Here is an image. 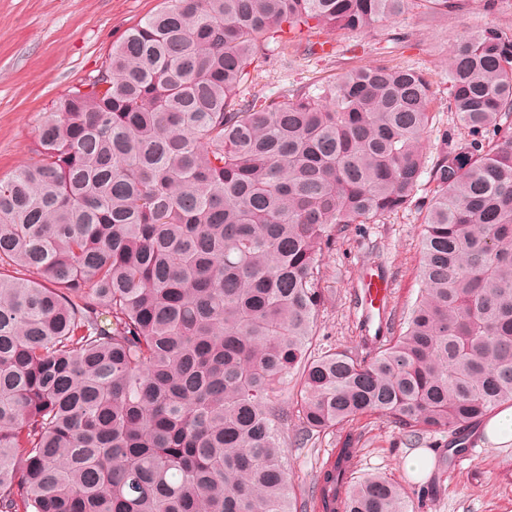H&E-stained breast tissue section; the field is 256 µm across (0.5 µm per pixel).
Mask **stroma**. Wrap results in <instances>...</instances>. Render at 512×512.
Masks as SVG:
<instances>
[{
    "instance_id": "obj_1",
    "label": "stroma",
    "mask_w": 512,
    "mask_h": 512,
    "mask_svg": "<svg viewBox=\"0 0 512 512\" xmlns=\"http://www.w3.org/2000/svg\"><path fill=\"white\" fill-rule=\"evenodd\" d=\"M162 0H0V178L28 164L39 127L58 101L89 76L97 74L112 44L128 28L157 11ZM488 28L512 30V0H498L486 10L484 0H465L462 11L427 16L408 6L396 18L367 30L329 31L324 35L331 55L271 57L263 65L260 86L280 97L293 90L315 88L360 66L402 65L422 70L436 90L434 125L453 123L447 109L448 54L461 33ZM429 181H422L410 208L380 224L353 226L323 258L326 301L312 356L329 350L363 353L374 337L400 325L413 306L421 283L418 260L423 211ZM375 268L392 283L389 302L380 315L365 316L360 305L362 273ZM288 427L284 454L295 486L311 488L316 473L347 432L303 435L292 401H285ZM354 465L357 476H385L413 502L415 512H512V447L491 448L472 438V455L460 472H452L448 436H424L411 443L390 421L364 417ZM424 448L433 453V468L423 477L408 473L405 458Z\"/></svg>"
}]
</instances>
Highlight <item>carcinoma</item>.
Listing matches in <instances>:
<instances>
[{"mask_svg":"<svg viewBox=\"0 0 512 512\" xmlns=\"http://www.w3.org/2000/svg\"><path fill=\"white\" fill-rule=\"evenodd\" d=\"M163 0L56 105L0 179V512H300L282 450L384 417L409 440L512 402V32L454 41L421 233V294L366 356L308 355L322 257L412 205L435 91L404 66L283 99L256 86L283 29H368L409 3ZM354 434L315 512H408L354 477Z\"/></svg>","mask_w":512,"mask_h":512,"instance_id":"cac0c4a2","label":"carcinoma"}]
</instances>
